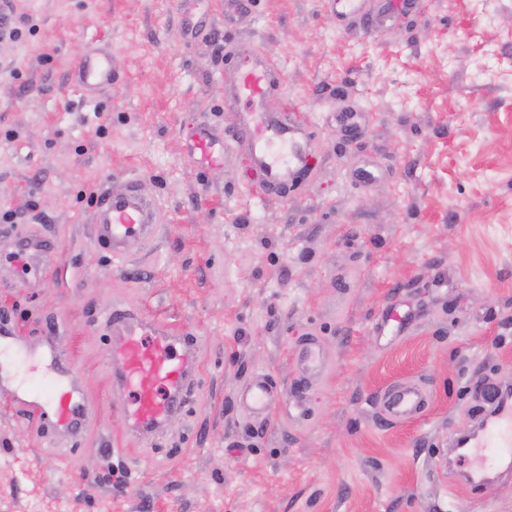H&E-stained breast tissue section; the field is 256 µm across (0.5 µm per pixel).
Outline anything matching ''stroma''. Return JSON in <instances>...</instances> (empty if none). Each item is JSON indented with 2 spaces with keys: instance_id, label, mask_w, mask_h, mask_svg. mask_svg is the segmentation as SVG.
Here are the masks:
<instances>
[{
  "instance_id": "1",
  "label": "stroma",
  "mask_w": 512,
  "mask_h": 512,
  "mask_svg": "<svg viewBox=\"0 0 512 512\" xmlns=\"http://www.w3.org/2000/svg\"><path fill=\"white\" fill-rule=\"evenodd\" d=\"M199 0L188 41L180 0H17L0 42V323L32 348L52 338L94 406L57 437L0 397V512H512V472L471 489L453 449L482 393L512 383V0H418L378 35L326 0ZM111 49L112 89L84 100L76 59ZM276 63L270 112L306 120L312 166L277 199L242 149L193 164L185 133L228 131L225 66ZM367 115L358 137L342 111ZM372 167L375 180L356 174ZM137 179L165 213L152 250L97 248L101 187ZM42 230L49 275L12 238ZM448 282H441V275ZM394 301L415 321L377 336ZM199 339V373L165 433L135 441L112 408L113 306ZM308 336L332 365L305 392L310 421L259 422L239 402L270 373L291 403ZM423 382L422 417L376 402Z\"/></svg>"
}]
</instances>
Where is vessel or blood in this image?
Instances as JSON below:
<instances>
[{
    "instance_id": "vessel-or-blood-1",
    "label": "vessel or blood",
    "mask_w": 512,
    "mask_h": 512,
    "mask_svg": "<svg viewBox=\"0 0 512 512\" xmlns=\"http://www.w3.org/2000/svg\"><path fill=\"white\" fill-rule=\"evenodd\" d=\"M337 18L376 32L410 14L415 0H330ZM115 59L110 51L93 49L83 53L72 68V81L85 97H96L110 88ZM277 70L267 55H259L250 65L231 74L227 111L235 116L236 133L247 151L249 163L259 173V193L269 198L297 187L310 165L309 144L300 122L272 115L266 108L267 94L276 82ZM190 158L208 168L223 167L227 147L219 136L205 127L195 128L185 142ZM93 213L96 243L114 260L126 258L129 242L151 248L162 227L163 210L146 197L138 181H127L121 190L105 189L97 196ZM26 254L29 273L41 277L49 267L45 258L49 246L40 230L28 225L16 234ZM413 316L399 305L386 309L378 320V335L395 339L410 326ZM105 328L116 340L112 351V374L129 394L117 404L127 430L142 440L163 431L175 404L185 401L199 368L197 337L174 336L164 324L134 312L112 309L104 319ZM13 361L32 360L44 366L53 386L39 391L0 366V394L9 395L13 406L37 418L45 429L65 433L82 426L90 417L91 405L83 390L72 380L68 364L52 341L32 350L15 330L0 326V355ZM303 381L326 373L329 355L314 337L295 352ZM430 394L424 384L401 382L389 387L378 400L390 422L417 417L428 405ZM241 406L254 418L267 419L278 408L279 388L275 381L260 374L250 379L239 396ZM472 469L468 475L476 488L489 489L490 473L499 470L502 460L512 455V407L502 406L483 418L478 430L467 438L464 450Z\"/></svg>"
}]
</instances>
